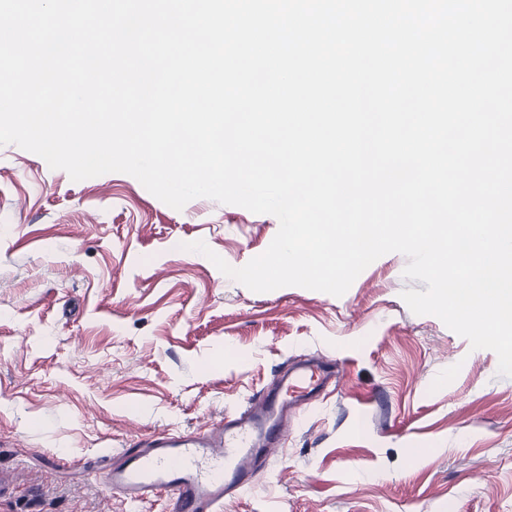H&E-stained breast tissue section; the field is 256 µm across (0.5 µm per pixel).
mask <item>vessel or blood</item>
<instances>
[{
	"label": "vessel or blood",
	"instance_id": "b4317fda",
	"mask_svg": "<svg viewBox=\"0 0 512 512\" xmlns=\"http://www.w3.org/2000/svg\"><path fill=\"white\" fill-rule=\"evenodd\" d=\"M332 380L322 364L304 362L273 388L258 392L244 411L227 413L202 432H164L123 449L118 463L100 467L111 493L138 506L154 498L173 512H223L228 489H243L271 455L283 413L305 407Z\"/></svg>",
	"mask_w": 512,
	"mask_h": 512
}]
</instances>
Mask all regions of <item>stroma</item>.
<instances>
[{
    "instance_id": "1",
    "label": "stroma",
    "mask_w": 512,
    "mask_h": 512,
    "mask_svg": "<svg viewBox=\"0 0 512 512\" xmlns=\"http://www.w3.org/2000/svg\"><path fill=\"white\" fill-rule=\"evenodd\" d=\"M276 217L208 198L175 210L134 177L72 181L0 145V512H169L108 496L88 460L202 429L301 359L334 388L224 512H512V377L402 291L406 256L339 297L256 293L239 268Z\"/></svg>"
}]
</instances>
